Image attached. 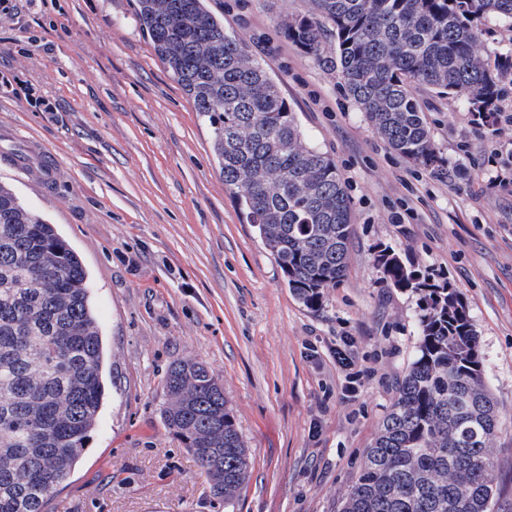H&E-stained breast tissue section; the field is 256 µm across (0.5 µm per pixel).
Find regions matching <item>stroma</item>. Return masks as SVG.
Wrapping results in <instances>:
<instances>
[{
	"label": "stroma",
	"mask_w": 512,
	"mask_h": 512,
	"mask_svg": "<svg viewBox=\"0 0 512 512\" xmlns=\"http://www.w3.org/2000/svg\"><path fill=\"white\" fill-rule=\"evenodd\" d=\"M268 63L307 142L351 200L348 270L312 310L224 188L208 123L154 54L135 0H10L0 11V184L80 257L106 362L105 396L60 498L67 512H224L163 418L173 361L224 388L249 457L234 512H339L419 340L417 297L388 286L378 250L463 296L499 409L496 480L512 512V187L488 193L491 133L467 103L414 94L448 181L393 153L338 76L280 36L304 0H208ZM491 64L512 24L476 20ZM360 386L344 398L336 350Z\"/></svg>",
	"instance_id": "obj_1"
}]
</instances>
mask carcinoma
Returning a JSON list of instances; mask_svg holds the SVG:
<instances>
[{
	"mask_svg": "<svg viewBox=\"0 0 512 512\" xmlns=\"http://www.w3.org/2000/svg\"><path fill=\"white\" fill-rule=\"evenodd\" d=\"M281 20L288 42L338 73L380 139L454 179L413 94L427 86L491 116L500 88L477 53L474 20L512 23V0H307ZM156 56L212 129L224 187L307 308L347 271L350 198L335 162L246 43L205 0H137ZM385 281L418 297L419 345L339 512H498L492 445L500 422L460 293L376 256ZM103 344L86 271L53 225L0 185V512H54L104 398ZM164 422L196 459L213 498L233 506L247 448L224 389L201 362L174 361Z\"/></svg>",
	"mask_w": 512,
	"mask_h": 512,
	"instance_id": "obj_1",
	"label": "carcinoma"
}]
</instances>
